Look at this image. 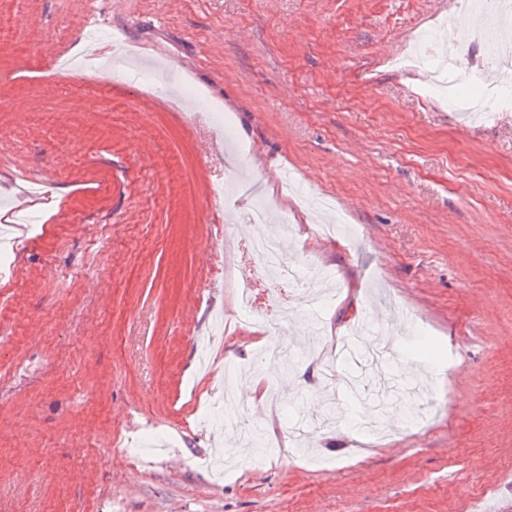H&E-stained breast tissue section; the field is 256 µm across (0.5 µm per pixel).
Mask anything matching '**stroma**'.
Segmentation results:
<instances>
[{
  "label": "stroma",
  "instance_id": "obj_1",
  "mask_svg": "<svg viewBox=\"0 0 512 512\" xmlns=\"http://www.w3.org/2000/svg\"><path fill=\"white\" fill-rule=\"evenodd\" d=\"M434 0H0V164L51 202L0 243V512H512V106L478 122L396 58L461 52ZM97 16L171 66L170 96L105 72L57 80L52 52ZM229 113L232 136L200 97ZM290 223L288 261L328 272L317 309L254 275L227 149ZM223 245H216V238ZM284 292L272 330L234 281ZM224 311L211 373L196 347ZM427 337L428 363L343 401L323 350L356 324ZM300 356L259 364L254 336ZM258 376L264 451L215 473L224 369ZM415 404L421 420H389ZM183 460L168 464L170 452Z\"/></svg>",
  "mask_w": 512,
  "mask_h": 512
}]
</instances>
